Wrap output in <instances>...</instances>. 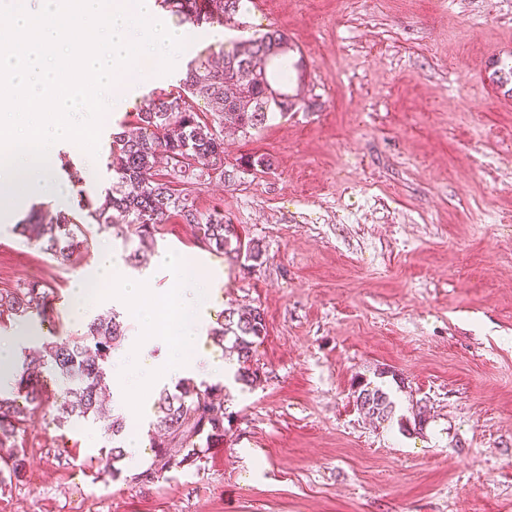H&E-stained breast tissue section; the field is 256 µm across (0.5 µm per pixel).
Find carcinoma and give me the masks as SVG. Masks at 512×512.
Returning <instances> with one entry per match:
<instances>
[{"mask_svg":"<svg viewBox=\"0 0 512 512\" xmlns=\"http://www.w3.org/2000/svg\"><path fill=\"white\" fill-rule=\"evenodd\" d=\"M177 24L220 26L234 19L242 0H159ZM306 64L299 47L280 29H270L257 38L220 48L206 58L187 63L178 89L151 94L148 103L135 113L133 129L112 134L108 169L112 187L83 209L99 229L112 232L123 242L134 235L139 245L154 242L158 225L176 217L194 226L205 248L219 254L258 262L263 253L259 243L244 241L224 212H201L190 186L217 177L233 180L224 168L225 125L244 135L264 127L277 116L306 111L315 106L289 92L293 81H302ZM211 105L210 114L195 110L194 98ZM272 161L264 154L240 157L239 168L268 169ZM22 236L39 242L44 250L64 261L87 239H78L81 225L64 214L51 215L34 207L15 225ZM49 297L38 282L0 290V317H48ZM266 335L264 311L259 307L247 313L224 310V320L210 327L208 336L220 347L230 343L238 368L235 380L244 385L257 381L254 369L255 344ZM125 337V327L115 312L99 314L85 326L77 339L50 341L43 354H21L14 364L12 394L0 393V486L24 481L27 452L13 444L20 426L27 421L29 406L44 400L42 373L54 372L66 384L65 396L57 406L55 421L67 427L98 417L103 407L107 363L112 351ZM396 374L381 370L377 379H361L354 390L356 406L378 421H389L396 402L385 378ZM155 422L163 434L154 439V459L133 480L153 483L173 469L192 466L206 457L209 447L224 441V385L193 378L182 380L175 389H163L154 404ZM125 430L122 417L107 424L112 448L99 464L105 473L117 476V464L126 457L120 442Z\"/></svg>","mask_w":512,"mask_h":512,"instance_id":"cac0c4a2","label":"carcinoma"}]
</instances>
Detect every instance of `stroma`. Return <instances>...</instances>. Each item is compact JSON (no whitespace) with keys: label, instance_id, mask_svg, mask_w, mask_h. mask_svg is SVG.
Masks as SVG:
<instances>
[{"label":"stroma","instance_id":"35a3bbf8","mask_svg":"<svg viewBox=\"0 0 512 512\" xmlns=\"http://www.w3.org/2000/svg\"><path fill=\"white\" fill-rule=\"evenodd\" d=\"M271 28L303 51L299 92L315 106L249 140L225 129L228 164L257 153L271 169L192 187L261 260L208 252L177 219L142 251L216 270L214 318L263 309L259 384L226 381L223 442L149 485L133 476L150 446L121 475L99 472L104 421L57 427L49 384L17 435L26 481L0 491V512H512V75L496 65L512 54V0H246L225 27L192 28L182 58ZM182 75L136 83L99 155ZM31 205L0 220V289L36 281L55 304L42 324L0 321V341L79 336L78 278L103 248L125 258L123 243L87 224L88 245L58 261L14 230ZM383 368L403 380L390 423L354 398ZM418 404L427 427L401 430Z\"/></svg>","mask_w":512,"mask_h":512}]
</instances>
